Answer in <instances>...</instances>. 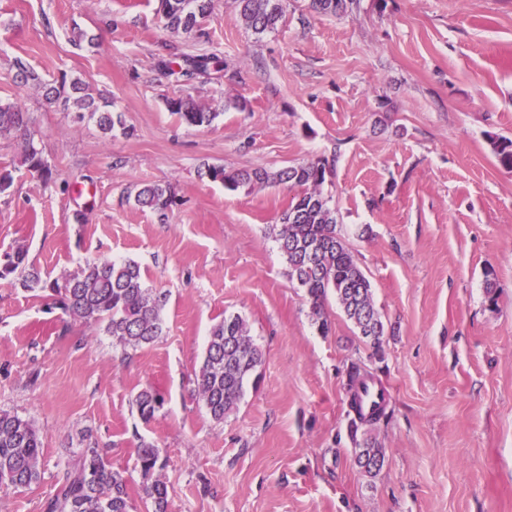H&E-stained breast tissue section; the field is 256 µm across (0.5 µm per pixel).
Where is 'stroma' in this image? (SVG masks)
<instances>
[{"mask_svg": "<svg viewBox=\"0 0 512 512\" xmlns=\"http://www.w3.org/2000/svg\"><path fill=\"white\" fill-rule=\"evenodd\" d=\"M308 3L288 0L278 28L257 35L234 0H216L189 35L166 27L156 0H0V101L28 112L54 177L20 166L17 142L0 137L13 176L0 256L25 250L47 280L131 259L168 294L162 336L127 352L0 279V408L33 420L43 446L41 482L0 491V512H44L59 464L90 442L126 478L131 512H145L143 443L165 462L169 512H512V172L489 141L512 138V0H359L337 16ZM78 30L87 43L74 44ZM201 53L220 64L205 77L160 66ZM16 57L44 78L88 81L124 129L103 138L17 86ZM186 95L217 120L170 112ZM318 159L385 325L378 351L335 295L327 332L314 324L274 239L292 190L230 191L204 174ZM150 184L174 189L167 222L129 197ZM228 315L264 362L217 423L192 378ZM353 366L391 394L373 474L349 433ZM147 387L165 403L146 422L135 397Z\"/></svg>", "mask_w": 512, "mask_h": 512, "instance_id": "obj_1", "label": "stroma"}]
</instances>
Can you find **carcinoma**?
I'll use <instances>...</instances> for the list:
<instances>
[{"label":"carcinoma","instance_id":"carcinoma-1","mask_svg":"<svg viewBox=\"0 0 512 512\" xmlns=\"http://www.w3.org/2000/svg\"><path fill=\"white\" fill-rule=\"evenodd\" d=\"M246 26L257 34L276 30L286 9V0H235ZM357 0H309V9L319 15H340ZM214 11V0H159V12L167 27L192 34ZM212 58L189 55L178 68L164 63L170 74L182 76L208 73ZM19 85L33 84L43 89L45 101L63 112L88 117L106 136L124 127L122 115L112 111V102L94 97L88 82L70 79L64 72L51 80L36 73L20 57L10 63ZM170 111L188 124L209 126L219 116L207 112L190 96L167 100ZM0 135L13 136L23 144L20 164L40 173L45 183L52 182V171L34 144L28 113L17 103L0 102ZM490 143L498 165L512 171V139L492 136ZM327 167L322 160L284 167L276 172L262 169L228 171L222 165L207 167L206 175L225 187L236 189L251 184L287 185L295 189L283 212L275 234L278 247L288 263L289 275L303 288L310 300L311 315L323 330L327 329L324 301L333 292L347 319L373 349L381 351L385 325L375 308L371 283L356 262L345 240L336 231V208L324 198L320 187ZM174 195L169 184L147 185L134 195L135 205L153 211L159 221L168 217ZM25 261L18 249L0 262V278L14 274ZM27 290L49 289L53 302L69 316L89 325L104 326L117 344L137 349L156 341L163 332L161 311L167 294L145 285L139 265L132 260L99 259L78 271L50 283L34 270L21 279ZM263 362L262 350L253 342L245 321L230 316L214 324L207 338L203 360L194 373L191 396L201 402L217 423L237 411L246 382ZM367 373L354 368L349 373L353 388L351 408L356 417L350 431L357 436L362 426L376 424L384 415L379 410L368 416L357 405L358 391ZM164 400L153 388L136 396L141 419L148 422L163 407ZM359 447L357 463L365 472L379 471L384 454L372 437L355 441ZM42 441L34 422L8 410H0V490L30 489L42 479ZM137 466L141 492L151 512H168L169 488L161 478L164 464L159 450L152 445L138 449ZM126 478L108 465L103 450L95 446L79 449L57 474L56 492L44 503V512H129Z\"/></svg>","mask_w":512,"mask_h":512}]
</instances>
